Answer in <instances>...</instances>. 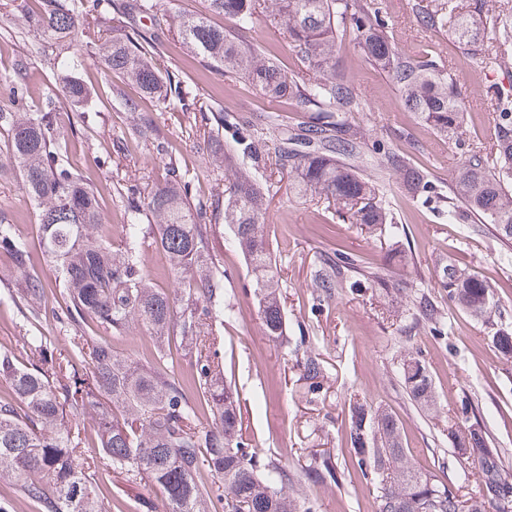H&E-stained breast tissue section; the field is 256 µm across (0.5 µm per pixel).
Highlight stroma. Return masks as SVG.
Segmentation results:
<instances>
[{"label": "stroma", "instance_id": "1", "mask_svg": "<svg viewBox=\"0 0 512 512\" xmlns=\"http://www.w3.org/2000/svg\"><path fill=\"white\" fill-rule=\"evenodd\" d=\"M38 6L39 0H0V74L13 76L22 88L13 100L0 87V162L7 159L12 115L41 112L48 98L62 90L63 71L52 65L51 47L25 29L26 15ZM411 6L412 0H387L383 18L390 32L406 53L453 67L470 119L459 142L440 137L405 111L395 86L367 64L353 44H346L342 70L366 104L365 111L351 118L365 135L366 161L373 164L384 160L387 152H398L406 163L427 169L428 184L412 199L403 195L395 175L386 176L385 197L405 232L396 241H380L333 210L292 196L287 177L272 166L262 163L253 168L257 182L270 187L266 222L287 321V333L279 341L263 332L252 276L242 256L224 249V209L215 203L224 190V172L212 164L206 146L211 140H231L230 129L218 125L219 116L273 133L278 125L294 127L308 121V112L207 66L173 33L164 37L156 56L158 67L177 72L180 80L167 105L108 76L98 55L82 49L79 75L94 90L96 103L83 112L63 105L56 115L63 158L96 186L101 222L110 240H118L119 225L130 217L118 192L126 180L148 187L167 167L175 166L189 183L192 203L205 205L207 221L215 229L212 246L226 270L224 300L236 311L232 322L213 324L224 337V378L239 395L243 429L255 441L259 458L282 468L288 489L310 492L314 512H375V491L352 463L350 411L358 403L391 410L414 466L432 471L448 485L455 483L459 471L448 439V416L471 405L486 416L492 445L500 450L505 472L512 476V358L495 350L491 327L472 322L437 285L449 259L472 268L493 285L503 325L512 331V269L504 270L498 262L501 242L488 233L460 235L440 201L472 145L491 146L497 114L489 106L486 89L496 85L512 91V73L467 58L448 33L422 26ZM211 21L237 29L218 14ZM240 32L284 72L297 70L299 62L275 20ZM147 120L159 129L167 151L130 141L131 128ZM0 222L12 225L33 254L34 269L47 291L41 329L53 337L60 352L69 353L71 330L59 321L61 286L41 258L37 205L18 175H0ZM397 252L413 255L412 264L400 271L397 289L385 292L347 278L331 299L322 300L312 286L317 256L350 255L375 267L388 264ZM422 294L439 307L447 325L444 335L415 325L406 311V304ZM21 322L18 303L1 283L0 344L12 346L25 363L30 353L20 340ZM407 348L419 351L426 362L441 404L436 417L424 416L397 381L400 354ZM310 355L322 365L320 377L312 381L303 376V362ZM326 458L336 469V481L312 485L304 466H320ZM95 471L111 512H163V497L149 483L130 484L101 459L96 460Z\"/></svg>", "mask_w": 512, "mask_h": 512}]
</instances>
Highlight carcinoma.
<instances>
[{
	"label": "carcinoma",
	"mask_w": 512,
	"mask_h": 512,
	"mask_svg": "<svg viewBox=\"0 0 512 512\" xmlns=\"http://www.w3.org/2000/svg\"><path fill=\"white\" fill-rule=\"evenodd\" d=\"M207 11L177 16L182 43L224 75L247 82L261 94L288 98L311 111L310 121L281 136L264 139L263 154L288 173L295 195L314 204L326 203L338 217L373 236L398 235L402 228L380 195V177L364 176L346 158L364 155L360 133L348 117L364 109L354 83L340 70L346 40L367 62L385 75L401 94L405 107L448 138L459 137L467 120L454 71L402 52L381 19L385 0H205ZM111 0H41L29 26L40 40L69 52L78 26L103 60L106 71L164 104L174 74L153 63L161 34L169 26L156 0H125L120 8L132 17L151 20L149 37L131 27L120 36L100 37L95 27ZM412 10L433 30L452 28L462 53L479 57L486 66L512 69V5L499 9L489 0H469L466 10L453 12L448 0L438 6L414 0ZM218 13L240 25L269 14L277 17L302 69L286 74L271 59L237 35L212 24ZM73 73L63 89L64 101L90 108L89 89L74 74L79 59L67 57ZM498 112L488 153L470 149L445 196L448 223L472 232L466 217L491 226L493 235L512 243V95H490ZM56 101L33 117L19 112L11 121L9 170L20 175L26 193L37 203L45 260L62 284L65 317L72 328L71 354L58 353L52 337L40 332L23 336L29 364L18 361L13 348L0 345V382L12 392L0 400V475L8 474L41 512H107L82 454V430L96 436L98 455L131 483L148 480L165 501V512H310L306 499L283 487V473L263 463L242 432L239 398L224 382L221 337L210 328L218 298L224 295V262L211 253L213 226L204 223L203 206L192 207L188 182L173 167L149 189L128 182L120 187L129 204V223L122 225V244L96 234L101 216L96 189L65 164L54 134ZM135 140L163 145L157 128L143 122L132 128ZM233 141L242 153L255 148L261 134L235 128ZM212 163L224 167V224L232 234L230 247L240 252L254 277V296L267 336H283L285 316L281 282L272 258L265 220L269 188L235 160V151H214ZM379 170L394 172L400 188L415 195L427 185L424 169L386 157ZM165 254L169 274L180 285L171 295L155 288L140 264L146 240ZM0 254L8 269L0 281L14 286L23 306L24 325L32 326L46 304L45 286L32 270L31 254L12 230L0 223ZM356 273L384 289L397 279L388 268L362 269L357 259L318 261L313 284L330 299L343 270ZM440 287L472 320L494 324L501 315L492 285L474 271L448 259ZM416 320L444 325L438 306L427 298L413 302ZM106 325L123 337L142 324L155 339V362L143 364L106 341L86 335V321ZM496 330L491 340L512 357V333ZM188 360L189 373L179 378L170 370L171 337ZM400 382L409 400L427 416L438 411L435 388L425 363L414 352L401 353ZM479 431L468 455L459 458L460 482L449 487L408 459L395 414L363 404L351 409L350 441L360 472L376 491L377 512H459L460 499L481 500L479 512H512L485 495L491 474L504 477L502 456L486 453L489 431L474 418ZM220 482L208 481V475Z\"/></svg>",
	"instance_id": "1"
}]
</instances>
